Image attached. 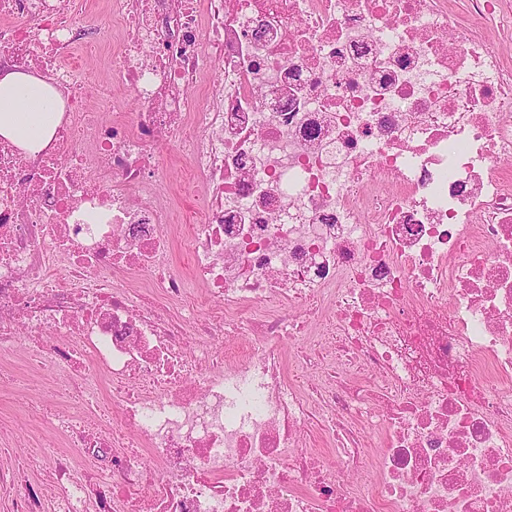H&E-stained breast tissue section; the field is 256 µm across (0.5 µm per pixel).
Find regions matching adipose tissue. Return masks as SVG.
Here are the masks:
<instances>
[{"instance_id":"1","label":"adipose tissue","mask_w":512,"mask_h":512,"mask_svg":"<svg viewBox=\"0 0 512 512\" xmlns=\"http://www.w3.org/2000/svg\"><path fill=\"white\" fill-rule=\"evenodd\" d=\"M58 89L34 73L16 68L0 71V137L30 157L53 141L62 121Z\"/></svg>"}]
</instances>
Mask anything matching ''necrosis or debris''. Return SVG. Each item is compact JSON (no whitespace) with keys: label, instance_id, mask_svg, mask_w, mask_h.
I'll return each instance as SVG.
<instances>
[{"label":"necrosis or debris","instance_id":"necrosis-or-debris-1","mask_svg":"<svg viewBox=\"0 0 512 512\" xmlns=\"http://www.w3.org/2000/svg\"><path fill=\"white\" fill-rule=\"evenodd\" d=\"M83 8L0 0V65L65 102L36 157L0 138V378L65 375L90 410L91 361L112 428L47 408L63 446L40 488L0 468V512H512V63L487 36L512 0ZM109 24L90 103L62 58ZM191 123L181 277L160 157Z\"/></svg>","mask_w":512,"mask_h":512}]
</instances>
